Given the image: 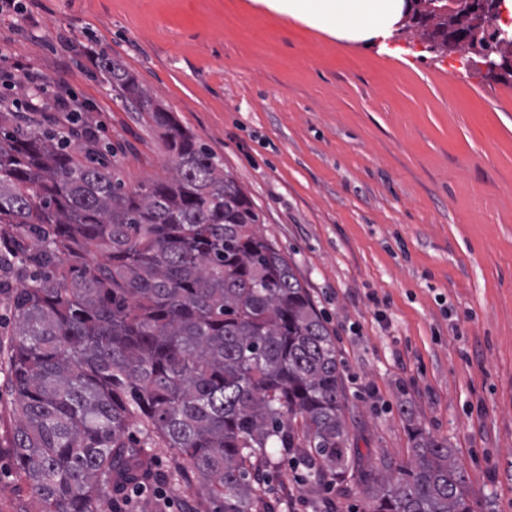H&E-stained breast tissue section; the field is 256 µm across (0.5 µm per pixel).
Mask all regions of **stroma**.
<instances>
[{"mask_svg": "<svg viewBox=\"0 0 512 512\" xmlns=\"http://www.w3.org/2000/svg\"><path fill=\"white\" fill-rule=\"evenodd\" d=\"M15 2L0 105L19 104L17 124L92 126L127 187L166 176L160 139L100 68L119 63L223 157L335 334L353 474L318 479L267 449L252 512H367L369 476L410 466L414 422L452 448L475 512H512V76L416 32L389 54L252 0ZM9 373L0 360V512H43L9 449ZM147 487L102 512L221 508Z\"/></svg>", "mask_w": 512, "mask_h": 512, "instance_id": "1", "label": "stroma"}]
</instances>
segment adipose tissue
<instances>
[{
	"label": "adipose tissue",
	"mask_w": 512,
	"mask_h": 512,
	"mask_svg": "<svg viewBox=\"0 0 512 512\" xmlns=\"http://www.w3.org/2000/svg\"><path fill=\"white\" fill-rule=\"evenodd\" d=\"M269 11L311 24L347 42L386 48L404 0H254Z\"/></svg>",
	"instance_id": "1"
}]
</instances>
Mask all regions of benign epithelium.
I'll return each instance as SVG.
<instances>
[{"label": "benign epithelium", "instance_id": "1", "mask_svg": "<svg viewBox=\"0 0 512 512\" xmlns=\"http://www.w3.org/2000/svg\"><path fill=\"white\" fill-rule=\"evenodd\" d=\"M408 6L402 20V33L419 30L417 21L428 12L447 20L444 36L426 40L432 49L448 53H467L478 58L475 65L491 75L512 68V57L505 50L512 47V29L502 27L504 0H407Z\"/></svg>", "mask_w": 512, "mask_h": 512}]
</instances>
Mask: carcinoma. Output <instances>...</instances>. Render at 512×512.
Returning a JSON list of instances; mask_svg holds the SVG:
<instances>
[{
  "label": "carcinoma",
  "mask_w": 512,
  "mask_h": 512,
  "mask_svg": "<svg viewBox=\"0 0 512 512\" xmlns=\"http://www.w3.org/2000/svg\"><path fill=\"white\" fill-rule=\"evenodd\" d=\"M101 67L163 141L171 176L127 191L92 132L72 143L0 112L16 465L44 512H100L107 489L153 476L157 439L188 464L164 479L180 488L191 471L224 512H252L255 459L275 442L344 476L336 344L296 269L224 159L112 59ZM409 436L413 466L373 478L369 512H474L448 444L419 425Z\"/></svg>",
  "instance_id": "1"
}]
</instances>
